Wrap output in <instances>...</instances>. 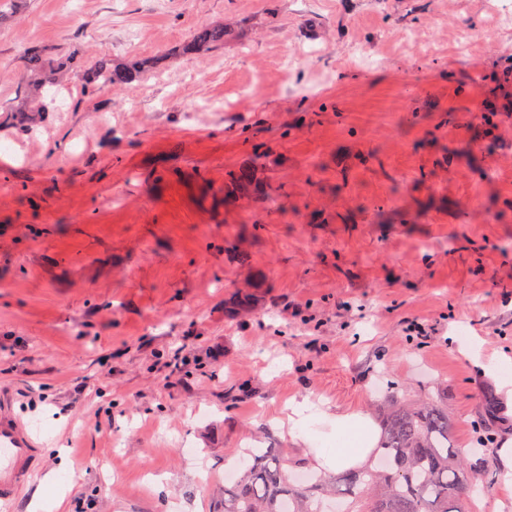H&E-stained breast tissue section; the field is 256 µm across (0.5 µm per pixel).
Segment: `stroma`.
Returning a JSON list of instances; mask_svg holds the SVG:
<instances>
[{
  "label": "stroma",
  "mask_w": 512,
  "mask_h": 512,
  "mask_svg": "<svg viewBox=\"0 0 512 512\" xmlns=\"http://www.w3.org/2000/svg\"><path fill=\"white\" fill-rule=\"evenodd\" d=\"M498 0H12L0 9V393L41 445L14 512H223L251 443L319 469L309 396L381 432L448 414L475 512H512V30ZM224 25L206 56H175ZM316 42L322 54L283 57ZM70 98L23 112L25 52ZM382 65L360 69L355 50ZM157 57L133 88L96 60ZM422 323L430 336L416 335ZM213 350L187 377L172 349ZM86 396H79V387ZM196 448V457L183 452ZM453 339L476 367L481 368L487 373L502 375L500 378L501 387L506 389L507 393H512V361L510 359L486 362L482 358L480 345L474 337L453 336ZM291 410V429L294 432H298L299 436L317 441L318 432L313 429V426L322 422V413H318L315 410V405L307 397L301 400H294L291 404Z\"/></svg>",
  "instance_id": "35a3bbf8"
}]
</instances>
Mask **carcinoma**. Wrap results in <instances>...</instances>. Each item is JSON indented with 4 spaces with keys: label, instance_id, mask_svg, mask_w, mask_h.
<instances>
[{
    "label": "carcinoma",
    "instance_id": "1",
    "mask_svg": "<svg viewBox=\"0 0 512 512\" xmlns=\"http://www.w3.org/2000/svg\"><path fill=\"white\" fill-rule=\"evenodd\" d=\"M224 43V26L199 28L182 52L206 55ZM27 77L45 109L56 104L59 66L46 50L28 51ZM159 61L109 58L88 71L89 84L128 86ZM475 490L461 453L448 447V414L430 406L408 410L395 403L383 420L370 462L336 476L311 475L300 484L281 455L251 452L250 464L224 486V512H471L465 494Z\"/></svg>",
    "mask_w": 512,
    "mask_h": 512
}]
</instances>
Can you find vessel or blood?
Here are the masks:
<instances>
[{"label": "vessel or blood", "instance_id": "vessel-or-blood-1", "mask_svg": "<svg viewBox=\"0 0 512 512\" xmlns=\"http://www.w3.org/2000/svg\"><path fill=\"white\" fill-rule=\"evenodd\" d=\"M39 445L0 395V505L13 502L39 466Z\"/></svg>", "mask_w": 512, "mask_h": 512}]
</instances>
